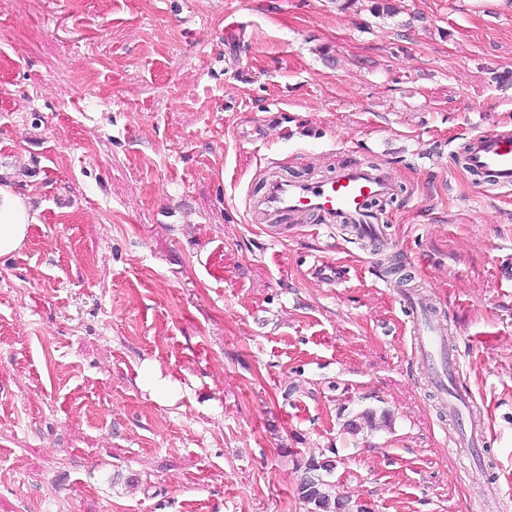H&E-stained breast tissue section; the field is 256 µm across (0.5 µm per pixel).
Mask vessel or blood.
Listing matches in <instances>:
<instances>
[{"label": "vessel or blood", "mask_w": 512, "mask_h": 512, "mask_svg": "<svg viewBox=\"0 0 512 512\" xmlns=\"http://www.w3.org/2000/svg\"><path fill=\"white\" fill-rule=\"evenodd\" d=\"M467 166L490 178L495 186L512 191V129L492 125L474 135L465 155ZM397 191L394 177L386 166L347 162L334 175L309 181L266 177L255 207L264 223L301 224L317 219L322 224H349L357 235H381L382 203ZM314 279L338 285L346 280L342 268L332 262L313 266ZM411 316L412 348L430 374V383L441 395L449 420L467 417L469 433H456L458 447L488 444L490 438L480 414L471 410V396L455 381L456 357L448 342L447 328L426 308L416 294L404 298Z\"/></svg>", "instance_id": "b4317fda"}]
</instances>
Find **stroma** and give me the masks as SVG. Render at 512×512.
<instances>
[{
  "label": "stroma",
  "instance_id": "stroma-1",
  "mask_svg": "<svg viewBox=\"0 0 512 512\" xmlns=\"http://www.w3.org/2000/svg\"><path fill=\"white\" fill-rule=\"evenodd\" d=\"M0 0V512H372L512 485V195L456 157L512 127V0ZM383 164L385 239L252 223L275 169ZM350 280H314V262ZM446 317L492 442L455 448L392 281ZM377 430H346L362 411ZM34 222L26 199L9 181L0 184V257L12 255L23 245ZM335 468L336 460L329 456L308 461L298 485L300 498L309 512H363L361 504L351 505L336 494L335 484L329 480Z\"/></svg>",
  "mask_w": 512,
  "mask_h": 512
}]
</instances>
